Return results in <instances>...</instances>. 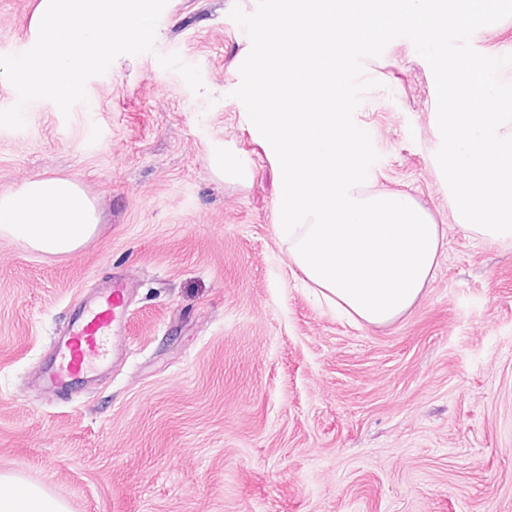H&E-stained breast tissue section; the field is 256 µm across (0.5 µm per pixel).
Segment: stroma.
Returning a JSON list of instances; mask_svg holds the SVG:
<instances>
[{"label": "stroma", "mask_w": 512, "mask_h": 512, "mask_svg": "<svg viewBox=\"0 0 512 512\" xmlns=\"http://www.w3.org/2000/svg\"><path fill=\"white\" fill-rule=\"evenodd\" d=\"M36 0H0V55ZM257 0H170L151 52L62 114L0 128V193L75 180L100 221L49 255L0 238V474L70 512H512V243L453 221L430 157L435 80L408 38L366 59L375 187L445 227L436 276L393 323L348 321L288 267L280 173L233 95ZM251 174L216 173L217 149ZM130 285L120 352L64 397L31 379L73 312Z\"/></svg>", "instance_id": "obj_1"}]
</instances>
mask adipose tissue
<instances>
[{
    "instance_id": "ef3b65f1",
    "label": "adipose tissue",
    "mask_w": 512,
    "mask_h": 512,
    "mask_svg": "<svg viewBox=\"0 0 512 512\" xmlns=\"http://www.w3.org/2000/svg\"><path fill=\"white\" fill-rule=\"evenodd\" d=\"M98 216L82 190L68 178H36L19 190L0 193V237L32 249L67 254L92 237ZM0 512H68L45 489L0 475Z\"/></svg>"
}]
</instances>
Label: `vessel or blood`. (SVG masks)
I'll return each mask as SVG.
<instances>
[{
	"instance_id": "1",
	"label": "vessel or blood",
	"mask_w": 512,
	"mask_h": 512,
	"mask_svg": "<svg viewBox=\"0 0 512 512\" xmlns=\"http://www.w3.org/2000/svg\"><path fill=\"white\" fill-rule=\"evenodd\" d=\"M123 285L113 284L72 319L67 332L54 342L53 357L35 375L46 392L61 395L104 359V343L123 315Z\"/></svg>"
}]
</instances>
